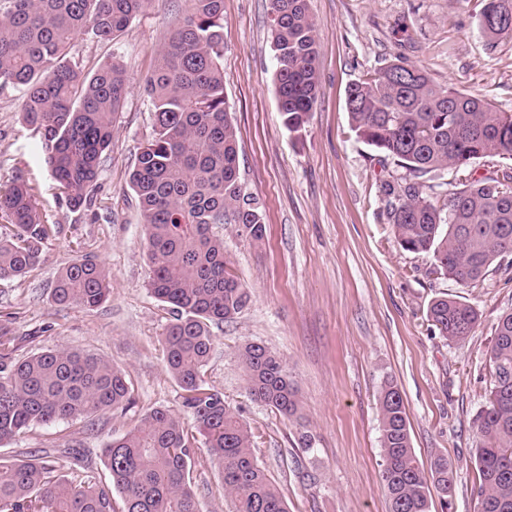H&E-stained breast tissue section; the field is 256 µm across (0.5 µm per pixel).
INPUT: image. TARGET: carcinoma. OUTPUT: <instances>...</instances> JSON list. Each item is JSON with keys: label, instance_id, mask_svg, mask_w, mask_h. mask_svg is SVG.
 <instances>
[{"label": "carcinoma", "instance_id": "cac0c4a2", "mask_svg": "<svg viewBox=\"0 0 512 512\" xmlns=\"http://www.w3.org/2000/svg\"><path fill=\"white\" fill-rule=\"evenodd\" d=\"M147 0H0V86L22 91L21 112L40 134L46 163L69 206L91 204L115 123L128 95L122 65L83 73L72 56L80 35L116 39ZM279 110L301 128L319 95L315 21L308 0H270ZM478 31L490 48L512 37V0H484ZM224 0H189L182 23L144 79L152 136L129 181L152 264L150 293L170 315L162 352L182 391L188 427L157 407L105 448L109 482L90 474L70 481L47 461L0 459V512H199L192 491L195 448L203 437L222 468L235 512H288L278 486L259 465L251 428L204 379L210 326L248 305L247 289L226 272L215 224H237L264 237V214L239 181L235 127L224 96ZM345 106L357 136L403 174L382 181V216L405 251L430 255L434 273L467 288L512 254V175L475 178L436 193L432 178L490 157L512 158V113L397 59L350 84ZM442 203L434 201V195ZM0 279L26 276L40 262L56 224L36 203L35 187L16 178L0 192ZM110 293V274L87 257L62 268L52 290L58 305L92 310ZM427 316L450 342L470 336L478 310L460 295L433 299ZM240 361L251 398L295 415L298 392L283 361L249 342ZM486 404L475 418L477 512H512V310L504 312L487 352ZM125 374L97 356L48 350L15 358V338L0 331V443L34 425L88 419L131 404ZM381 482L390 512H430L433 496L450 505L453 467L439 457L421 468L398 387L377 395Z\"/></svg>", "mask_w": 512, "mask_h": 512}]
</instances>
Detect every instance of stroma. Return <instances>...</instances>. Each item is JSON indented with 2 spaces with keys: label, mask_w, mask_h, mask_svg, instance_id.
<instances>
[{
  "label": "stroma",
  "mask_w": 512,
  "mask_h": 512,
  "mask_svg": "<svg viewBox=\"0 0 512 512\" xmlns=\"http://www.w3.org/2000/svg\"><path fill=\"white\" fill-rule=\"evenodd\" d=\"M309 7L320 95L305 126L291 131L273 81L269 0H224V96L240 181L262 206L266 235L255 242L239 225L213 227L226 268L250 302L212 326L205 380L255 433L254 454L288 512H388L376 402L388 379L402 394L420 464L444 457L453 466L447 512H476L474 418L486 401L494 326L512 309V277L500 271L462 289L429 274L431 257L399 247L381 215L379 189L388 172L353 131L345 91L402 58L436 83L512 113V39L487 48L476 28L482 0H309ZM187 9L186 0H149L117 40L74 42L84 71L114 59L129 80L90 207L69 210L39 134L22 119L21 91L0 87V188L22 176L35 186L39 210L60 224L26 278L0 280V327L15 337L21 358L43 350L97 355L124 372L133 395L123 412L32 427L0 443L2 459L35 455L67 476L89 470L104 480L108 442L150 409L182 410L161 348L170 317L149 292L151 264L129 175L152 132L143 80ZM80 255L112 273L108 301L92 310L51 298L58 271ZM444 293L461 294L481 315L464 341L434 334L427 320L430 302ZM253 341L282 359L298 390L295 416L249 396L239 351ZM196 459L192 489L200 512H234L208 448L198 446Z\"/></svg>",
  "instance_id": "obj_1"
}]
</instances>
